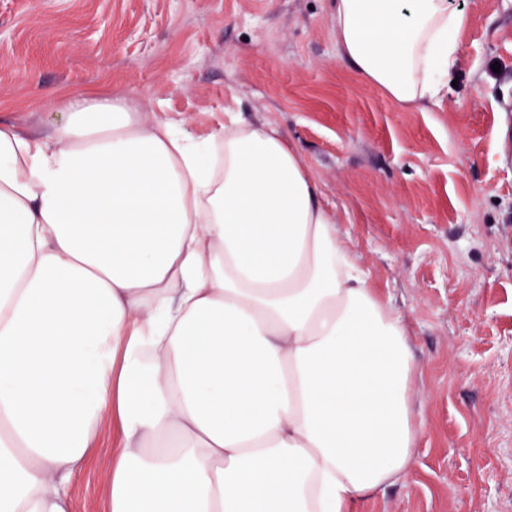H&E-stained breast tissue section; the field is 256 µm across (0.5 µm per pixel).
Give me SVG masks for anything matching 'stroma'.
Returning <instances> with one entry per match:
<instances>
[{"label": "stroma", "mask_w": 512, "mask_h": 512, "mask_svg": "<svg viewBox=\"0 0 512 512\" xmlns=\"http://www.w3.org/2000/svg\"><path fill=\"white\" fill-rule=\"evenodd\" d=\"M454 3L457 86L404 107L342 61L330 0H0L1 121L113 90L198 140L236 117L298 145L416 371L414 467L357 512H512V0ZM116 445L101 423L72 512H107Z\"/></svg>", "instance_id": "stroma-1"}]
</instances>
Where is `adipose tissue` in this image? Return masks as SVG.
<instances>
[{
	"label": "adipose tissue",
	"mask_w": 512,
	"mask_h": 512,
	"mask_svg": "<svg viewBox=\"0 0 512 512\" xmlns=\"http://www.w3.org/2000/svg\"><path fill=\"white\" fill-rule=\"evenodd\" d=\"M330 23L389 100L447 94L451 0H331ZM157 109L0 122V512H71L105 420L110 512H355L415 462L403 317L276 125L200 142Z\"/></svg>",
	"instance_id": "adipose-tissue-1"
}]
</instances>
